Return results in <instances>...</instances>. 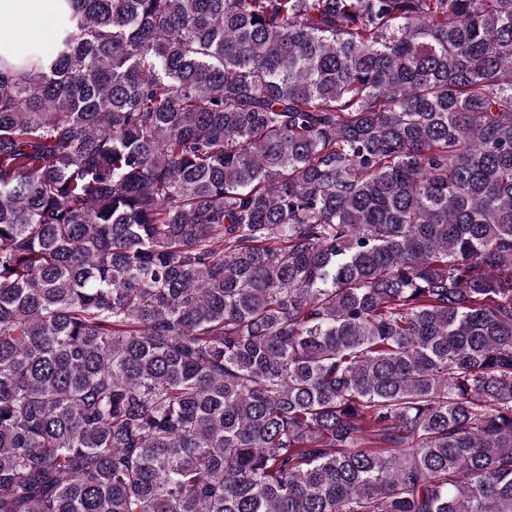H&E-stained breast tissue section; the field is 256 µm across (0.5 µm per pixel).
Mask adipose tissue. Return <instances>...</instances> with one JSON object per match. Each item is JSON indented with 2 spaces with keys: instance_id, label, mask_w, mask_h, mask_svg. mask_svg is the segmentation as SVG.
<instances>
[{
  "instance_id": "adipose-tissue-1",
  "label": "adipose tissue",
  "mask_w": 512,
  "mask_h": 512,
  "mask_svg": "<svg viewBox=\"0 0 512 512\" xmlns=\"http://www.w3.org/2000/svg\"><path fill=\"white\" fill-rule=\"evenodd\" d=\"M59 6L60 0H0V58L14 63L48 42L49 20Z\"/></svg>"
}]
</instances>
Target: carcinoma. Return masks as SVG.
<instances>
[{
    "label": "carcinoma",
    "instance_id": "cac0c4a2",
    "mask_svg": "<svg viewBox=\"0 0 512 512\" xmlns=\"http://www.w3.org/2000/svg\"><path fill=\"white\" fill-rule=\"evenodd\" d=\"M0 59V512H512V0H63Z\"/></svg>",
    "mask_w": 512,
    "mask_h": 512
}]
</instances>
